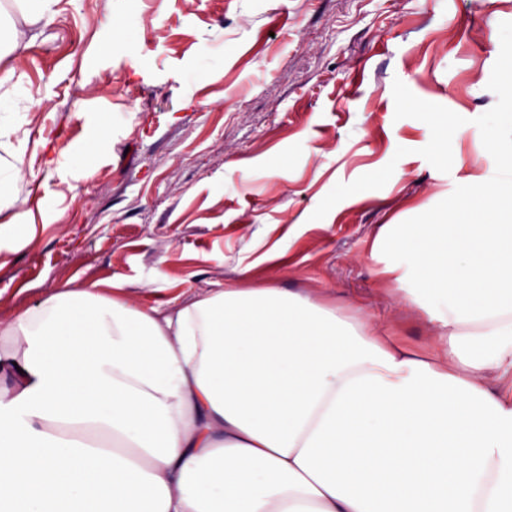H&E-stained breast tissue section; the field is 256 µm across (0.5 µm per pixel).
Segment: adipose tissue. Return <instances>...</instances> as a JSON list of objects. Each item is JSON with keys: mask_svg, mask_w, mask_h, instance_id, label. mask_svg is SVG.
I'll return each instance as SVG.
<instances>
[{"mask_svg": "<svg viewBox=\"0 0 512 512\" xmlns=\"http://www.w3.org/2000/svg\"><path fill=\"white\" fill-rule=\"evenodd\" d=\"M28 102L1 68V143ZM484 185L384 229L427 354L275 286L0 320V512H512V143Z\"/></svg>", "mask_w": 512, "mask_h": 512, "instance_id": "ef3b65f1", "label": "adipose tissue"}]
</instances>
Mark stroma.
<instances>
[{
    "mask_svg": "<svg viewBox=\"0 0 512 512\" xmlns=\"http://www.w3.org/2000/svg\"><path fill=\"white\" fill-rule=\"evenodd\" d=\"M140 24L135 55L114 20ZM512 0H58L0 6V65L36 107L10 144L64 161L118 118L95 175L40 171L0 223V319L56 289L122 279L143 308L218 288L316 295L427 350L436 331L384 273L388 224H437L480 188ZM224 70L199 73L209 48ZM455 137L437 149L436 122Z\"/></svg>",
    "mask_w": 512,
    "mask_h": 512,
    "instance_id": "35a3bbf8",
    "label": "stroma"
}]
</instances>
